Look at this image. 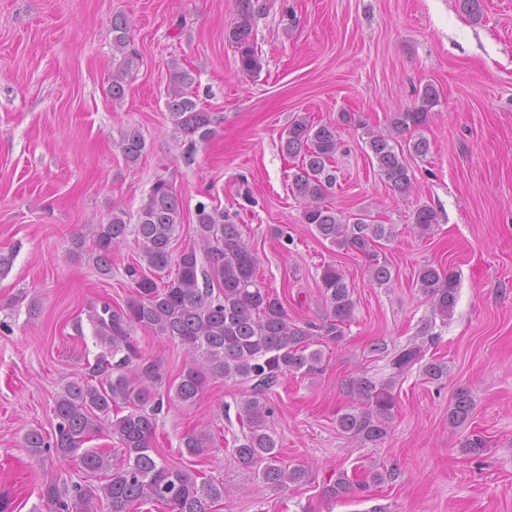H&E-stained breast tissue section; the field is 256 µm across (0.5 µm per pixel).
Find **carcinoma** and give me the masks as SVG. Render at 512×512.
Returning <instances> with one entry per match:
<instances>
[{"instance_id": "carcinoma-1", "label": "carcinoma", "mask_w": 512, "mask_h": 512, "mask_svg": "<svg viewBox=\"0 0 512 512\" xmlns=\"http://www.w3.org/2000/svg\"><path fill=\"white\" fill-rule=\"evenodd\" d=\"M458 3L472 21L481 20L483 0ZM236 11V21L225 38L238 53L240 71L256 77L263 63L253 40L255 0H236ZM112 32L113 48L123 55V61L112 72L110 93L112 100L120 101L126 94L125 67L136 50L130 47L126 17L112 19ZM194 81L190 71L174 69L165 102L175 130L192 146L210 137L213 123L211 114L198 108L190 97ZM436 105L437 90L427 85L414 106L392 113L389 125L395 133H417L402 143L391 135L366 130L370 160L391 189L402 196L410 195L413 188L405 153H428L429 141L420 130L429 124ZM340 145L336 124L296 117L281 140V150L299 159L290 188L303 204L302 222L313 225L331 244L367 255L372 281L386 286L392 273L387 263L379 261L375 246L390 237L392 230L368 222L365 213L351 218L324 204L336 186L330 163ZM119 148L126 162L135 164L146 142L138 130L130 129L121 136ZM183 218L180 197L169 179L159 176L138 211L134 228L127 224L126 211L116 205L108 221L96 225L91 260L100 275L111 274L112 251L130 232L139 245V261L127 267L134 289L124 305L114 308L104 300L88 309L87 320L103 347L91 371L98 382L84 379L66 384L54 400V437L48 438L37 429L25 435L24 447L32 455L39 457L52 448L60 460L78 458L89 477L104 475V482L97 485L46 484L42 496L51 512H100L103 505L107 512H138L147 504L162 506L168 512H213L215 504L224 500V483L205 477L201 471L169 464L152 446L157 414L163 406L160 388L164 386L174 393L176 401L191 406L213 380L249 383L251 394L241 400L238 411L249 428L234 448L238 464L245 469L263 465L258 476L275 490L307 477L304 467L282 464L277 442L266 427V416L271 413L266 395L289 374L310 377L323 372V353L316 345L342 341L355 308L353 289L338 266H324L319 288L325 317L320 323L300 325L288 318L283 300L258 278V253L243 238L236 215L199 203L195 236L175 253L172 242ZM436 223L438 215L433 208L421 205L413 211V228L418 233H429ZM172 268L174 274L158 283L154 273ZM458 283V275L451 269L433 266L420 268L416 280L431 301L434 315L443 321L454 308ZM139 329L185 348L189 363L173 382H165L159 359L138 352L133 333ZM424 357V345L408 344L390 356L392 373L387 380L377 383L359 377L349 381L347 393L356 404L336 417L345 438L358 445H375L387 436V422L396 405V379ZM472 409L469 390L459 389L448 409V422L464 423ZM103 431L123 450L117 466L111 455L84 448L91 434ZM212 442V434L192 430L183 436L182 447L199 457ZM392 478L389 471H375L361 481L340 473L326 486L325 494L331 499L361 497L370 485Z\"/></svg>"}]
</instances>
